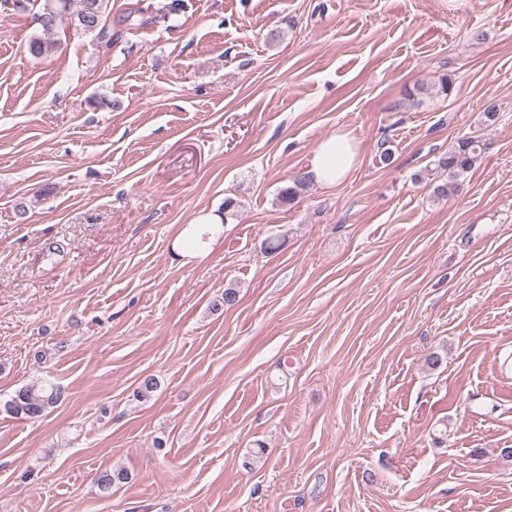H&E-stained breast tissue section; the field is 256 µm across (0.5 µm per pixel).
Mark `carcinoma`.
Returning a JSON list of instances; mask_svg holds the SVG:
<instances>
[{
	"instance_id": "carcinoma-1",
	"label": "carcinoma",
	"mask_w": 512,
	"mask_h": 512,
	"mask_svg": "<svg viewBox=\"0 0 512 512\" xmlns=\"http://www.w3.org/2000/svg\"><path fill=\"white\" fill-rule=\"evenodd\" d=\"M107 6L108 0H43L37 20L47 35L68 19L75 30L102 40L107 36ZM488 151L489 144L477 137L461 139L438 160V166L447 171L448 176L455 178L475 168ZM62 398L61 387L49 382L25 386L6 401L4 410L15 417L37 420L60 403ZM126 479V474L120 470H105L97 476L98 484L104 489Z\"/></svg>"
}]
</instances>
